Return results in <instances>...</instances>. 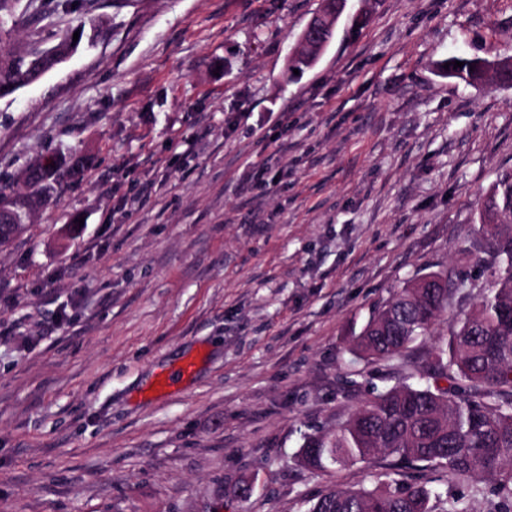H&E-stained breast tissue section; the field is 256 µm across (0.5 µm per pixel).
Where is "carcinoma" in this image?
<instances>
[{"label": "carcinoma", "instance_id": "cac0c4a2", "mask_svg": "<svg viewBox=\"0 0 512 512\" xmlns=\"http://www.w3.org/2000/svg\"><path fill=\"white\" fill-rule=\"evenodd\" d=\"M18 0H0V38L8 21L16 20ZM79 43L69 34L50 47L56 56L72 55ZM445 75L481 82L479 59L454 67ZM28 66L26 53L0 45V87L17 81ZM58 156L33 163L38 175L21 174L22 190L0 185V205L27 196L43 208L53 200L52 181L64 167ZM480 224V237L459 249L467 259L486 248L489 278L470 311L451 312L454 300L468 287L464 281L432 272L414 279L377 308L353 339L352 350L368 360L402 355L417 337L448 317V338L438 343L432 369L453 382L447 390L405 383L370 398L336 429L307 439L299 461L311 471L326 472L370 461L378 454L398 465L424 462L447 469L458 481L475 477L493 483V491L512 512V173L500 177L490 191ZM307 512H474L462 497L432 495L425 487L330 488L309 501Z\"/></svg>", "mask_w": 512, "mask_h": 512}]
</instances>
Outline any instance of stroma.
<instances>
[{"instance_id": "stroma-1", "label": "stroma", "mask_w": 512, "mask_h": 512, "mask_svg": "<svg viewBox=\"0 0 512 512\" xmlns=\"http://www.w3.org/2000/svg\"><path fill=\"white\" fill-rule=\"evenodd\" d=\"M72 2L20 0L13 47L89 25L0 99V180L86 159L0 251V512H306L329 487L395 483L501 512L481 478L298 456L429 375L443 321L400 360L348 352L375 307L429 272L487 278L457 248L512 173V85L440 66L512 56V0H349L297 73L321 0ZM343 9L342 11L336 15H328L325 18H322L321 22L310 20L304 29L302 30L297 45L294 47L293 51L298 49L299 47L305 46L310 49L315 59L318 61L325 50V46L327 44V37L323 35V37H319L317 31L327 32L332 34L336 32V23L339 16L344 11L347 0H343ZM455 61L464 62V66L454 68ZM479 61V58L468 61L459 57L448 58V61L445 63H449V68L445 69V75L449 78H456L469 83L481 82L484 79V70ZM470 67H473V71H470Z\"/></svg>"}]
</instances>
